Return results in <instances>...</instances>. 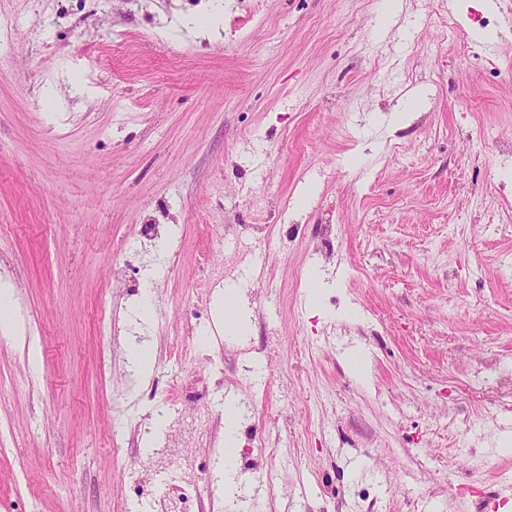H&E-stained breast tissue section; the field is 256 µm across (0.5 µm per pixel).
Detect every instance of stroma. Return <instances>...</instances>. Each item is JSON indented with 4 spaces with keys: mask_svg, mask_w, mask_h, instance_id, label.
Instances as JSON below:
<instances>
[{
    "mask_svg": "<svg viewBox=\"0 0 512 512\" xmlns=\"http://www.w3.org/2000/svg\"><path fill=\"white\" fill-rule=\"evenodd\" d=\"M212 2L0 0V276L39 350L0 341V512H136L114 406L145 453L193 374L269 479L244 512H512V0L177 27ZM211 441L195 512H226Z\"/></svg>",
    "mask_w": 512,
    "mask_h": 512,
    "instance_id": "obj_1",
    "label": "stroma"
}]
</instances>
